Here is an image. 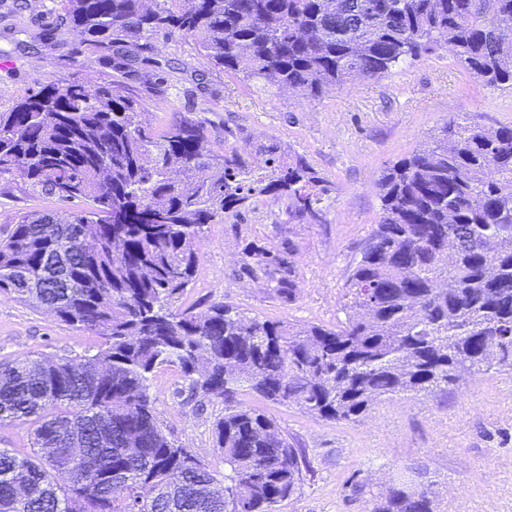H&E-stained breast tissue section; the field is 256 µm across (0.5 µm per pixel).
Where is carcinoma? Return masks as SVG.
Instances as JSON below:
<instances>
[{"mask_svg":"<svg viewBox=\"0 0 512 512\" xmlns=\"http://www.w3.org/2000/svg\"><path fill=\"white\" fill-rule=\"evenodd\" d=\"M71 50L117 72L162 68L156 41L264 87L317 99L445 48L487 89H512V0H61ZM113 82L49 81L0 112V180L15 176L88 208L21 213L0 242L7 295L103 338L92 355L0 363V424L33 427L26 455L0 448V512H276L301 481L277 423L248 388L330 422L397 396L447 393L463 373L512 369V126L450 119L378 180L379 221L345 283L334 327L214 302L172 309L199 243L261 196L288 222L323 224L334 186L276 143L217 152L203 122L159 131ZM297 248L257 241L238 277L284 301ZM189 380L186 402L224 401L218 472L162 430L150 380ZM371 512H434L397 476Z\"/></svg>","mask_w":512,"mask_h":512,"instance_id":"cac0c4a2","label":"carcinoma"}]
</instances>
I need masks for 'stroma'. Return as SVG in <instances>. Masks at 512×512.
I'll return each instance as SVG.
<instances>
[{"mask_svg": "<svg viewBox=\"0 0 512 512\" xmlns=\"http://www.w3.org/2000/svg\"><path fill=\"white\" fill-rule=\"evenodd\" d=\"M11 3L0 0V112L40 82L79 77L93 85L115 79L122 90L143 98L157 129L191 112L205 120L215 150H250L274 141L285 152L304 156L335 185L323 224L289 223L285 201L262 196L239 215L209 225L195 279L181 300L186 307L202 310L224 301L272 320L336 325L345 318L349 266L379 219L381 171L448 117L512 126V90L485 89L443 49L385 77L307 100L224 73L198 54L192 39L178 35L158 44L166 64L159 77L135 67L120 74L94 50L74 56L66 35L52 48L32 45L33 34L54 25L60 0H30L17 16L8 11ZM81 207L80 201L58 200L16 178L0 194V234L22 212ZM288 239L298 247L297 294L284 303L261 282L238 278L236 270L247 242L277 246ZM100 342L42 310L0 297L2 362L91 354ZM186 385L178 370L156 372L151 391L159 421L179 444L222 468L213 424L224 404L213 398L204 411H194L176 396ZM241 401L273 418L300 452L302 480L278 512H370L372 494L410 465L426 467L423 483L436 500V512H512L511 369L466 376L445 396L379 402L355 423L316 420L296 406L250 392Z\"/></svg>", "mask_w": 512, "mask_h": 512, "instance_id": "stroma-1", "label": "stroma"}]
</instances>
